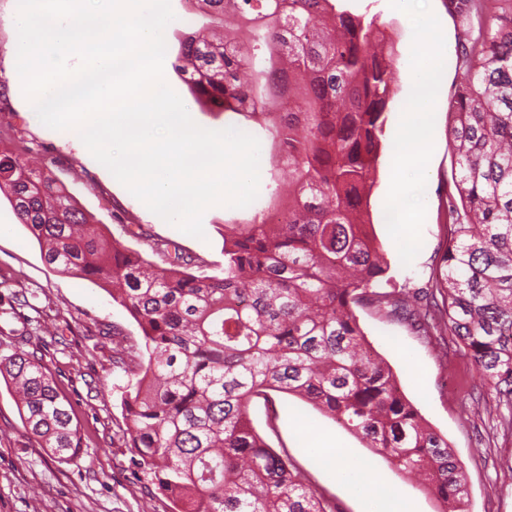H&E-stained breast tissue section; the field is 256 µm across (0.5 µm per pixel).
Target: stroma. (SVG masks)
<instances>
[{
    "instance_id": "35a3bbf8",
    "label": "stroma",
    "mask_w": 512,
    "mask_h": 512,
    "mask_svg": "<svg viewBox=\"0 0 512 512\" xmlns=\"http://www.w3.org/2000/svg\"><path fill=\"white\" fill-rule=\"evenodd\" d=\"M179 22L166 34L164 74L187 104L193 120L209 130L246 126L242 117L193 104L188 86L174 70L182 34L198 29L202 18L191 0H171ZM361 12L380 14L395 53V95L381 142L370 198L373 231L388 263V277L417 289L428 281L447 245L444 204L458 169L451 141V97L462 74V27L447 0H353ZM18 0H0V147L39 158L62 179L80 205L123 245L141 249L146 237L178 243L185 253L210 264L224 263V222L250 218L255 208L217 206L203 216V238L179 231L122 186L98 163L81 140L44 126L24 98L16 69ZM429 30V46L440 64L442 93L423 106L429 140L426 178L415 186L419 203L412 224L388 221L387 198L403 173L392 165L398 114L412 104L418 77V38ZM26 290L32 320L51 329L41 354L61 392L73 406L83 436L73 463L52 465L23 427L9 388L0 380V512H171V502L135 468L124 445L122 399L131 374L113 367L145 359L143 334L129 313L97 284L57 273L43 261L37 243L19 224L0 193V281ZM355 314L374 354L392 370L399 390L424 422L447 439L468 492L466 512H512V436L493 432L495 393L483 382L461 342L452 335L427 336L369 307ZM121 348H114L113 336ZM256 431L274 450L309 474L317 492L335 496L340 512H389L393 496L412 512H440L409 475L374 454L354 434L299 397L274 394L271 404L252 403ZM325 448L341 449L339 467L326 468ZM379 480L371 492L370 477Z\"/></svg>"
}]
</instances>
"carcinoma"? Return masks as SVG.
<instances>
[{"mask_svg":"<svg viewBox=\"0 0 512 512\" xmlns=\"http://www.w3.org/2000/svg\"><path fill=\"white\" fill-rule=\"evenodd\" d=\"M209 24L180 42L176 71L200 104L266 132L270 180L249 220L224 221V267L171 241L147 243L164 266L109 237L68 186L0 150V191L59 273L99 283L143 333L147 361L123 398L131 463L173 512H336L305 472L252 427L253 398L296 395L351 430L425 493L462 512L464 475L378 360L354 308L427 335L459 338L504 406L512 433V0L492 14L450 0L463 20L453 98L458 173L448 246L430 276L434 304L386 288L368 195L393 89L380 16L347 0H195ZM27 434L59 465L82 449L68 400L43 359L0 358Z\"/></svg>","mask_w":512,"mask_h":512,"instance_id":"1","label":"carcinoma"}]
</instances>
